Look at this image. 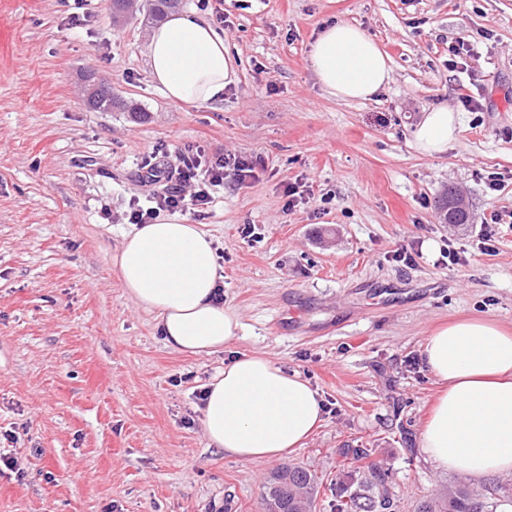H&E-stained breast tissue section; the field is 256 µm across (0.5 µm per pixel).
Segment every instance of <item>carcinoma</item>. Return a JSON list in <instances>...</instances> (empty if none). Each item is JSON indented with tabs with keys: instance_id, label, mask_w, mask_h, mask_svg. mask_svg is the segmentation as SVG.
<instances>
[{
	"instance_id": "carcinoma-1",
	"label": "carcinoma",
	"mask_w": 512,
	"mask_h": 512,
	"mask_svg": "<svg viewBox=\"0 0 512 512\" xmlns=\"http://www.w3.org/2000/svg\"><path fill=\"white\" fill-rule=\"evenodd\" d=\"M179 6V0H147L148 18L162 20ZM97 112L114 109L138 111L112 97V91H103L99 98L89 105ZM388 473L372 466L368 472L352 479L354 489L336 486V504L333 512H379L380 503L393 505L387 494ZM318 494V478L309 469L288 465L274 471L266 481L263 497V512H313ZM415 512H495L494 505L476 493L468 484L458 483L439 495L421 501Z\"/></svg>"
}]
</instances>
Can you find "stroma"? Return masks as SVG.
Returning <instances> with one entry per match:
<instances>
[{
  "label": "stroma",
  "instance_id": "stroma-1",
  "mask_svg": "<svg viewBox=\"0 0 512 512\" xmlns=\"http://www.w3.org/2000/svg\"><path fill=\"white\" fill-rule=\"evenodd\" d=\"M180 7L203 9L237 60L221 103L174 104L150 81L145 9L117 24L110 0H0V452L22 468L0 475V512H262L276 462L209 446L196 397L242 352L302 373L325 401L287 458L316 473L315 512H330L344 451L361 446L388 470L394 512H414L461 479L420 449L438 390L424 336L462 316L512 329V0ZM336 21L389 57L372 99L329 98L312 75L310 43ZM460 42L472 55L449 67ZM89 73L138 113L90 110ZM440 104L460 112L458 139L420 155L410 130ZM197 146L254 165L242 182L225 168L200 221L243 323L214 356L167 348L112 263L130 200H149L142 160L176 166ZM293 183L309 189L294 207ZM451 186L473 208L454 232L436 210ZM450 241L465 264L444 262ZM400 250L415 262L395 261Z\"/></svg>",
  "mask_w": 512,
  "mask_h": 512
}]
</instances>
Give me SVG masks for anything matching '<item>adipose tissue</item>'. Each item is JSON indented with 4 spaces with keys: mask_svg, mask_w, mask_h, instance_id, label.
<instances>
[{
    "mask_svg": "<svg viewBox=\"0 0 512 512\" xmlns=\"http://www.w3.org/2000/svg\"><path fill=\"white\" fill-rule=\"evenodd\" d=\"M311 70L340 100H366L390 80L387 56L359 26H325L310 44ZM151 81L174 103L223 101L237 80L235 59L204 16L171 14L147 35ZM460 115L438 105L410 132L419 153L437 156L458 138ZM128 297L154 313L173 351L218 355L242 328L238 310L217 300L224 278L215 242L199 225L162 216L125 235L112 257ZM422 357L441 390L421 432L436 468L487 478L512 473V334L489 318L463 319L424 337ZM201 408L209 445L241 462L284 458L322 423L324 402L302 374L262 353L237 355L205 384Z\"/></svg>",
    "mask_w": 512,
    "mask_h": 512,
    "instance_id": "adipose-tissue-1",
    "label": "adipose tissue"
}]
</instances>
